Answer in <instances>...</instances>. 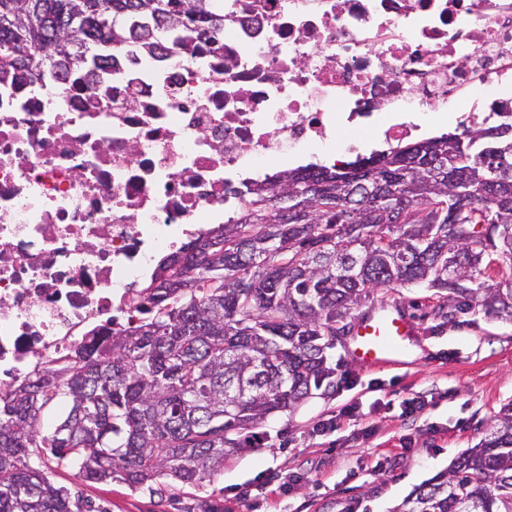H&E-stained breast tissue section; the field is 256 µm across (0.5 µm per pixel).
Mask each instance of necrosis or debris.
<instances>
[{
  "instance_id": "1",
  "label": "necrosis or debris",
  "mask_w": 512,
  "mask_h": 512,
  "mask_svg": "<svg viewBox=\"0 0 512 512\" xmlns=\"http://www.w3.org/2000/svg\"><path fill=\"white\" fill-rule=\"evenodd\" d=\"M110 96L0 84V388L129 312L239 178L335 142L512 124V0H224V50L130 48Z\"/></svg>"
}]
</instances>
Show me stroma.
Segmentation results:
<instances>
[{"instance_id":"35a3bbf8","label":"stroma","mask_w":512,"mask_h":512,"mask_svg":"<svg viewBox=\"0 0 512 512\" xmlns=\"http://www.w3.org/2000/svg\"><path fill=\"white\" fill-rule=\"evenodd\" d=\"M433 290L383 288L356 311L396 307L415 334L401 365L369 369L337 344L335 381L293 412L268 417L248 450L193 484L163 479L152 488L92 483L52 455L35 460L49 480L94 512H392L422 481L476 445L512 402V320L471 313L436 315ZM422 396L424 409L403 410ZM352 416H343L345 407ZM336 416V429L318 424Z\"/></svg>"}]
</instances>
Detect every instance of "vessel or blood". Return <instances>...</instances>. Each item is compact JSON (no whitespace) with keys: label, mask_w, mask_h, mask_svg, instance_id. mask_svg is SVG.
Masks as SVG:
<instances>
[{"label":"vessel or blood","mask_w":512,"mask_h":512,"mask_svg":"<svg viewBox=\"0 0 512 512\" xmlns=\"http://www.w3.org/2000/svg\"><path fill=\"white\" fill-rule=\"evenodd\" d=\"M412 334L413 324L405 314L385 308L355 324L348 352L366 368H377L398 361Z\"/></svg>","instance_id":"b4317fda"}]
</instances>
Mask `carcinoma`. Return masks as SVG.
<instances>
[{
    "label": "carcinoma",
    "instance_id": "obj_1",
    "mask_svg": "<svg viewBox=\"0 0 512 512\" xmlns=\"http://www.w3.org/2000/svg\"><path fill=\"white\" fill-rule=\"evenodd\" d=\"M0 81L81 89L163 32L224 49V0H0ZM240 217L163 257L137 324L0 389V512H82L33 450L87 481L194 483L243 433L331 385L330 351L381 288L436 290L439 313L512 318V125L486 124L245 185ZM64 416L41 432L43 413ZM393 512H512V403Z\"/></svg>",
    "mask_w": 512,
    "mask_h": 512
}]
</instances>
